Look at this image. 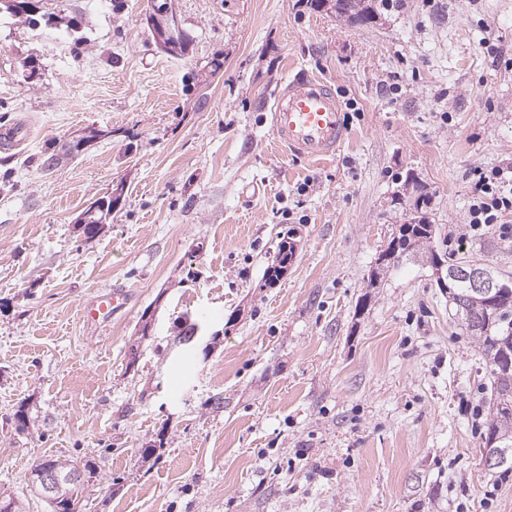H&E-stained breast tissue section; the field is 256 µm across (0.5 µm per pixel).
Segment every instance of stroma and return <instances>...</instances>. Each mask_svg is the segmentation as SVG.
I'll return each mask as SVG.
<instances>
[{
	"label": "stroma",
	"mask_w": 512,
	"mask_h": 512,
	"mask_svg": "<svg viewBox=\"0 0 512 512\" xmlns=\"http://www.w3.org/2000/svg\"><path fill=\"white\" fill-rule=\"evenodd\" d=\"M43 3L55 31L81 24L65 52L0 11V128L29 131L0 147V490L49 512L31 476L55 456L93 467L82 512H512V473L479 453L492 378L434 268L369 285L409 177L431 249L512 278V233L467 231L471 172L512 166V0H399L358 28L306 0H170L177 57L153 0ZM300 71L343 100L333 159L275 144ZM115 189L105 231L80 235ZM285 232L296 256L265 285ZM116 288L123 315L80 320ZM155 4L146 17V23L156 43L153 31L157 34V45L165 52L178 54L181 52L185 33L178 22L176 14L169 6L168 0ZM153 31H152V30ZM121 194L100 197L94 200L79 222V228L87 238H94L102 232L103 224L120 200Z\"/></svg>",
	"instance_id": "obj_1"
}]
</instances>
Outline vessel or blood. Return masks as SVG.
I'll list each match as a JSON object with an SVG mask.
<instances>
[{"mask_svg": "<svg viewBox=\"0 0 512 512\" xmlns=\"http://www.w3.org/2000/svg\"><path fill=\"white\" fill-rule=\"evenodd\" d=\"M276 143L310 161L335 156L349 136L343 106L334 85L304 72L288 78L271 112ZM131 302L127 290L115 289L84 305L80 317L90 326L109 325Z\"/></svg>", "mask_w": 512, "mask_h": 512, "instance_id": "1", "label": "vessel or blood"}]
</instances>
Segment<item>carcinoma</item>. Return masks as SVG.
Instances as JSON below:
<instances>
[{
    "label": "carcinoma",
    "mask_w": 512,
    "mask_h": 512,
    "mask_svg": "<svg viewBox=\"0 0 512 512\" xmlns=\"http://www.w3.org/2000/svg\"><path fill=\"white\" fill-rule=\"evenodd\" d=\"M26 0H7V9L14 13L28 15L34 25L49 27L53 24V16L49 12H40L38 4L42 0H34V5L25 7ZM310 8L320 10L327 8L334 11L350 26H364L379 18L377 0H307ZM411 196L415 197L416 215L407 224L397 226L396 235L391 237L388 247L377 258L379 264L369 278V287L374 288L379 282L381 272L396 267L404 259L415 256L425 243L433 239L435 228L429 224L425 209L430 203V196L425 187L412 184ZM120 200L118 195H108L94 200L79 222L84 236L94 238L102 232L103 224ZM295 257V245L289 236L281 237L276 257L268 265L265 281H277ZM443 288L448 290V298L461 316L466 329L482 345L483 353L490 366L494 392L492 406L489 408V419L484 433V445L494 447L506 453L507 462L497 470L512 473V367L504 365V358L512 356V302L502 305L501 310L489 315L484 322L475 325L470 318L485 313V301L475 296L469 297L468 289L459 281L445 280Z\"/></svg>",
    "instance_id": "1"
}]
</instances>
